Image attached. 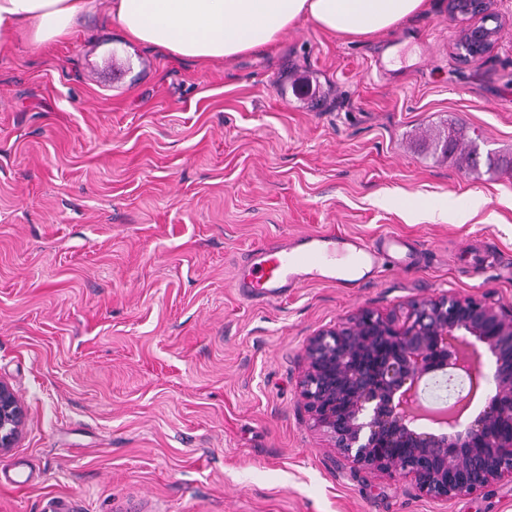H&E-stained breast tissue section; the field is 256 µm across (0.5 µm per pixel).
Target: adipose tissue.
Segmentation results:
<instances>
[{
  "label": "adipose tissue",
  "mask_w": 512,
  "mask_h": 512,
  "mask_svg": "<svg viewBox=\"0 0 512 512\" xmlns=\"http://www.w3.org/2000/svg\"><path fill=\"white\" fill-rule=\"evenodd\" d=\"M428 7L429 0H111L110 15L129 42L205 63L266 50L303 19L363 38ZM96 8L97 0H0V44L24 36L34 47H51Z\"/></svg>",
  "instance_id": "obj_1"
}]
</instances>
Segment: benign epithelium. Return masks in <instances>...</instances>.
<instances>
[{"mask_svg":"<svg viewBox=\"0 0 512 512\" xmlns=\"http://www.w3.org/2000/svg\"><path fill=\"white\" fill-rule=\"evenodd\" d=\"M490 0H452L466 21L458 55L475 61L495 45L501 27ZM493 362L494 389L468 422L451 417L467 403L444 410L437 432L409 419L418 410L423 378L447 369L469 380L468 398L483 378V357ZM300 398L313 426L336 456L359 470L403 475L433 500L475 493L512 481V310L482 297L440 295L413 301L402 315L362 308L341 324L318 331L304 350ZM27 420L24 401L0 379V454L15 447Z\"/></svg>","mask_w":512,"mask_h":512,"instance_id":"benign-epithelium-1","label":"benign epithelium"}]
</instances>
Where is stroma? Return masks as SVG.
<instances>
[{"instance_id":"35a3bbf8","label":"stroma","mask_w":512,"mask_h":512,"mask_svg":"<svg viewBox=\"0 0 512 512\" xmlns=\"http://www.w3.org/2000/svg\"><path fill=\"white\" fill-rule=\"evenodd\" d=\"M108 4L49 50L0 45V379L28 409L0 512H512L511 482L440 501L337 463L298 393L308 338L359 309L512 308V165L425 148L453 121L512 158V0L474 62L431 0L372 38L303 20L206 66L129 46ZM445 201L469 219L433 218ZM326 230L394 234L407 260L238 294L248 250Z\"/></svg>"}]
</instances>
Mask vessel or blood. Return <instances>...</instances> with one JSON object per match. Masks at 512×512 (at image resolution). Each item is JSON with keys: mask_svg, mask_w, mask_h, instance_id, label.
I'll list each match as a JSON object with an SVG mask.
<instances>
[{"mask_svg": "<svg viewBox=\"0 0 512 512\" xmlns=\"http://www.w3.org/2000/svg\"><path fill=\"white\" fill-rule=\"evenodd\" d=\"M401 245L390 233L373 242L333 231L308 234L249 251L236 269L234 286L257 303L277 301L311 282L358 288L366 282L365 270L376 268L384 251Z\"/></svg>", "mask_w": 512, "mask_h": 512, "instance_id": "b4317fda", "label": "vessel or blood"}]
</instances>
